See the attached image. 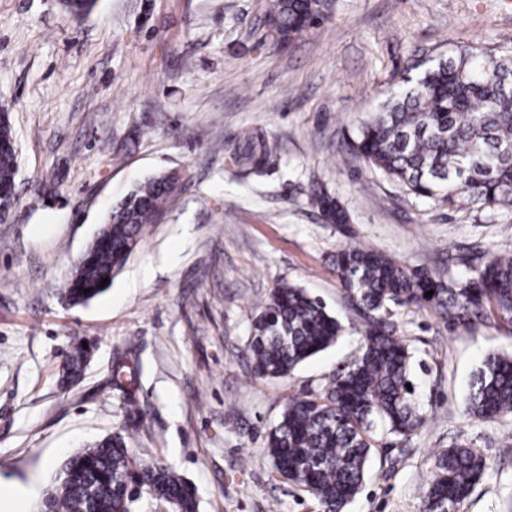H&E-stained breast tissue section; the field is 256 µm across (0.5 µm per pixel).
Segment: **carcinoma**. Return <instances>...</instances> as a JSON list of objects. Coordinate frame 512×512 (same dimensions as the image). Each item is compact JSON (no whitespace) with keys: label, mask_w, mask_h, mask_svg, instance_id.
<instances>
[{"label":"carcinoma","mask_w":512,"mask_h":512,"mask_svg":"<svg viewBox=\"0 0 512 512\" xmlns=\"http://www.w3.org/2000/svg\"><path fill=\"white\" fill-rule=\"evenodd\" d=\"M335 0H269L265 27L288 44L328 19ZM356 154L416 197H442L478 210L512 211V54L467 46L453 58L405 79L358 131ZM273 144L249 134L235 149L237 162L258 171ZM18 172V151L0 150V184ZM176 171L147 178L116 206L104 246L79 261L62 294L71 302L105 292L178 192ZM310 206L326 224L348 216L332 196L313 190ZM473 275L447 285L424 271H411L395 257L356 246L336 249L330 263L348 303L363 320L364 344L350 364L320 392L288 402L267 436L272 467L309 493L320 512H344L364 481L365 465L378 441L400 447L425 422L412 399V354L390 306L429 309L448 323L492 317L512 323V251L488 250ZM433 291L428 296L426 292ZM341 326L323 303L290 283L273 289L252 325L251 368L259 378L289 376L301 363L336 342ZM92 351L78 344L67 368L79 375ZM467 412L512 421V355L488 356L476 371ZM435 476L421 512H460L489 464L462 444L435 460ZM163 499L174 512H197L194 487L161 459L144 461L114 434L71 455L60 467L41 512H132L141 496Z\"/></svg>","instance_id":"carcinoma-1"}]
</instances>
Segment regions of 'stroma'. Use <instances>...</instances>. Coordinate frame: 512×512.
<instances>
[{
    "mask_svg": "<svg viewBox=\"0 0 512 512\" xmlns=\"http://www.w3.org/2000/svg\"><path fill=\"white\" fill-rule=\"evenodd\" d=\"M266 0H0V104L19 153L14 207L0 219V482L36 512L62 463L113 433L168 461L198 512H319L273 470L266 438L290 398L319 391L359 353L363 328L328 258L342 245L460 281L486 248L512 250V215L422 200L349 144L397 92L410 61L462 45L512 48V0H337L333 17L285 46ZM260 131L263 172L232 158ZM182 172L110 288L84 304L60 293L107 217L144 178ZM321 187L347 211L324 223ZM320 298L335 344L280 379L254 376L253 317L277 285ZM425 423L375 447L347 512H420L435 455L479 449L490 468L461 512H512V422L466 410L484 358L512 349V323L446 324L397 308ZM93 355L78 383L63 363Z\"/></svg>",
    "mask_w": 512,
    "mask_h": 512,
    "instance_id": "1",
    "label": "stroma"
}]
</instances>
